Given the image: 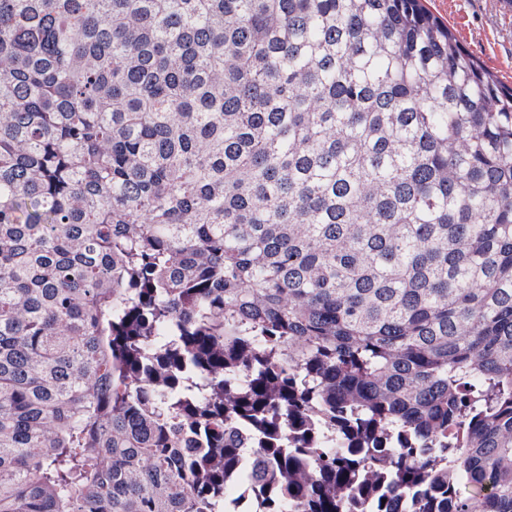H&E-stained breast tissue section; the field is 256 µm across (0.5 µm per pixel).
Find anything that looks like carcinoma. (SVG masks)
Wrapping results in <instances>:
<instances>
[{
  "label": "carcinoma",
  "mask_w": 512,
  "mask_h": 512,
  "mask_svg": "<svg viewBox=\"0 0 512 512\" xmlns=\"http://www.w3.org/2000/svg\"><path fill=\"white\" fill-rule=\"evenodd\" d=\"M233 478L512 512V86L422 0H0V512Z\"/></svg>",
  "instance_id": "obj_1"
}]
</instances>
